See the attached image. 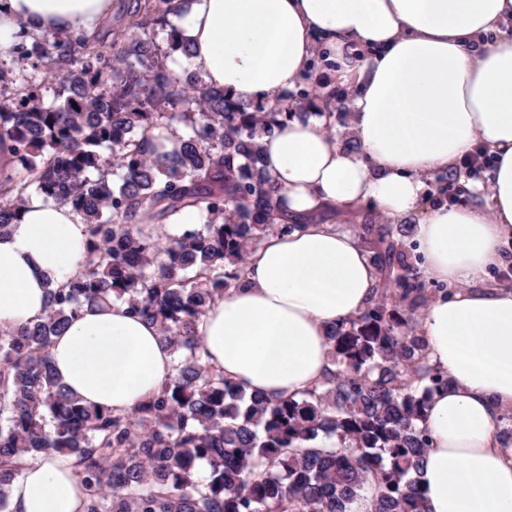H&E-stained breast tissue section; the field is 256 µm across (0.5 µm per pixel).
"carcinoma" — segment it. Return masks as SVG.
Here are the masks:
<instances>
[{
	"label": "carcinoma",
	"mask_w": 512,
	"mask_h": 512,
	"mask_svg": "<svg viewBox=\"0 0 512 512\" xmlns=\"http://www.w3.org/2000/svg\"><path fill=\"white\" fill-rule=\"evenodd\" d=\"M173 3L136 0L108 45L26 33L7 56L28 75L0 61V235L40 195L79 213L87 237L46 315L0 329V512L25 460L51 451L74 457L83 512H425L418 474L431 439L420 422L448 374L418 332L429 289L403 228L362 225L379 294L330 327L334 369L319 384L270 401L204 361L202 318L240 284L246 256L306 225L282 209L258 139L309 108L331 124L348 93L320 78L316 100L302 90L249 101L173 75ZM169 127L183 128L179 146L147 154L153 130ZM188 209L204 224L164 248L143 233ZM112 301L156 324L174 356L173 376L127 414L71 395L50 360L72 316Z\"/></svg>",
	"instance_id": "obj_1"
}]
</instances>
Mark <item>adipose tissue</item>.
I'll use <instances>...</instances> for the list:
<instances>
[{
    "instance_id": "1",
    "label": "adipose tissue",
    "mask_w": 512,
    "mask_h": 512,
    "mask_svg": "<svg viewBox=\"0 0 512 512\" xmlns=\"http://www.w3.org/2000/svg\"><path fill=\"white\" fill-rule=\"evenodd\" d=\"M111 11L112 0H0V52L20 29L88 33ZM510 18L512 0H180L171 17L184 45L171 72L256 100L296 90L319 66L348 91L358 144L343 146L315 115L261 138L283 209L313 223L252 251L241 285L203 318L206 361L270 399L321 382L327 327L359 315L379 279L360 237L318 216L366 206L416 218L422 274L447 286L421 324L431 363L450 378L422 422L428 512H512V449L498 439L512 408V289L488 282L491 269H512ZM477 150L490 166L483 180L464 179L460 164ZM444 172L474 201L429 195L428 179ZM86 244L80 214L31 197L0 236V327L40 320L49 282L76 272ZM50 357L67 390L115 413L173 373L157 326L121 302L84 306ZM74 471L64 456L27 460L12 512H81Z\"/></svg>"
}]
</instances>
